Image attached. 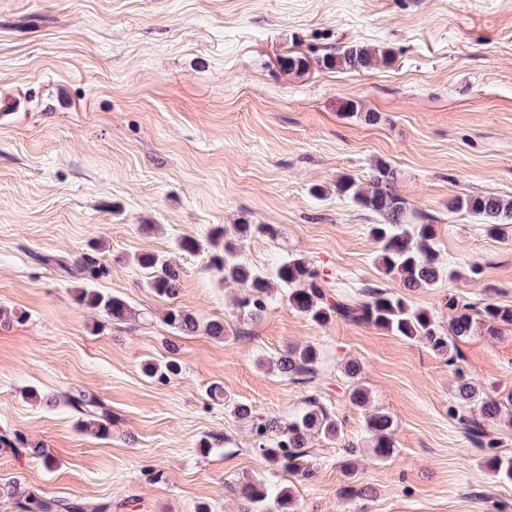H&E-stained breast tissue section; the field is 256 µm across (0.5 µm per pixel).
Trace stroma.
Here are the masks:
<instances>
[{"label":"stroma","mask_w":512,"mask_h":512,"mask_svg":"<svg viewBox=\"0 0 512 512\" xmlns=\"http://www.w3.org/2000/svg\"><path fill=\"white\" fill-rule=\"evenodd\" d=\"M361 44L392 63L364 72L322 70L317 59ZM311 62L290 73L279 60ZM0 430H16L55 456L0 451V489L20 481L112 512H253L245 485L293 492L298 512H512V482L490 472L449 418L454 367L424 344L370 324L321 326L275 293L260 318L241 314L243 288L210 263L223 231L250 266L270 272L293 257L319 267L335 295L367 284L448 321L449 297L474 308L512 305V226L488 234L450 210L458 195L512 199V0H0ZM377 123L344 114L346 102ZM396 192L434 225L440 259L479 275L409 291L381 274L369 236L375 214L336 191L368 184L378 162ZM321 196H313V189ZM277 236L238 239V224ZM196 239L195 252L179 250ZM151 252L181 273V291L155 295ZM96 255L98 291L122 298L125 319L82 306L80 278L42 256ZM228 333L178 335L167 310ZM178 347L182 372L161 384L145 360ZM323 355L321 386L277 372L292 345ZM459 367L485 395L512 389V327L457 343ZM362 367L357 381L340 368ZM222 384L262 416L288 423L316 399L342 433L311 435V478L260 460L248 423L209 398ZM369 392L353 405L352 384ZM97 392L112 434L79 432L65 397ZM38 399H31V392ZM376 411L393 420L395 453L374 460L366 431ZM357 449L358 474L341 463ZM364 497L347 496L349 486Z\"/></svg>","instance_id":"stroma-1"}]
</instances>
